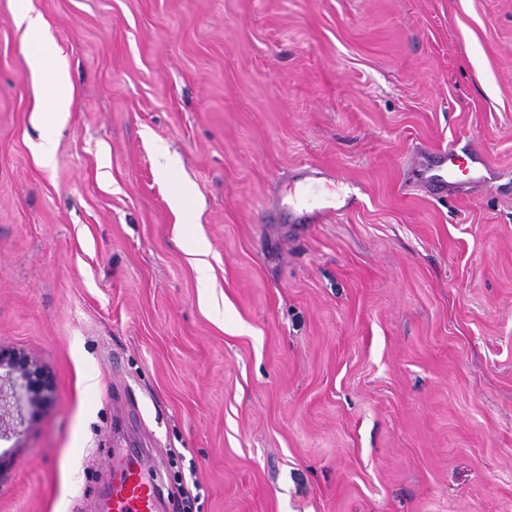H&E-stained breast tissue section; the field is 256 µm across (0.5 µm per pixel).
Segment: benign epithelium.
I'll list each match as a JSON object with an SVG mask.
<instances>
[{"instance_id": "obj_1", "label": "benign epithelium", "mask_w": 512, "mask_h": 512, "mask_svg": "<svg viewBox=\"0 0 512 512\" xmlns=\"http://www.w3.org/2000/svg\"><path fill=\"white\" fill-rule=\"evenodd\" d=\"M52 397L42 363L21 352L0 348V439L32 424Z\"/></svg>"}]
</instances>
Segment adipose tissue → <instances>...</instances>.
I'll return each mask as SVG.
<instances>
[{
    "label": "adipose tissue",
    "instance_id": "adipose-tissue-1",
    "mask_svg": "<svg viewBox=\"0 0 512 512\" xmlns=\"http://www.w3.org/2000/svg\"><path fill=\"white\" fill-rule=\"evenodd\" d=\"M16 19L28 36V63L33 78L52 103L48 118L54 122L66 120L71 99L70 82L60 48L46 38L47 22L41 15L31 12L27 0H17Z\"/></svg>",
    "mask_w": 512,
    "mask_h": 512
}]
</instances>
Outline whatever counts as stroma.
Segmentation results:
<instances>
[{
	"mask_svg": "<svg viewBox=\"0 0 512 512\" xmlns=\"http://www.w3.org/2000/svg\"><path fill=\"white\" fill-rule=\"evenodd\" d=\"M29 7L72 100L0 0V345L54 389L0 512H100L131 448L158 512H512V0ZM450 144L492 182L427 193ZM16 19L24 26L28 36V63L33 78L41 86L52 106L47 117L53 122L67 119L71 95L67 70L61 60L58 44L46 38V20L33 14L27 0H17Z\"/></svg>",
	"mask_w": 512,
	"mask_h": 512,
	"instance_id": "stroma-1",
	"label": "stroma"
}]
</instances>
